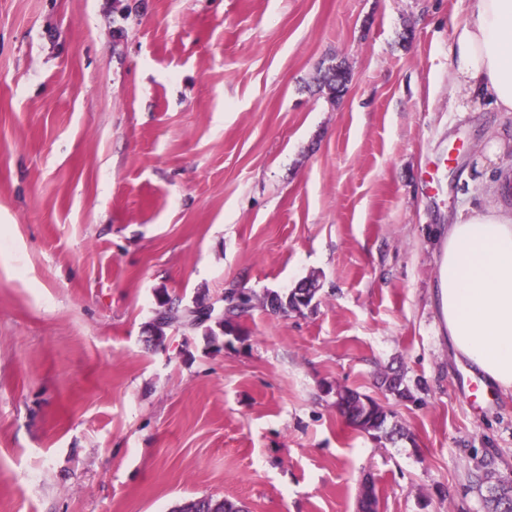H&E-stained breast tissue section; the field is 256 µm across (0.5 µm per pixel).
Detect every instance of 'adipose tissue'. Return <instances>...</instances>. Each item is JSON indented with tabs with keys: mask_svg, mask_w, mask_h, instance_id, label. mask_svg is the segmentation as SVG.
<instances>
[{
	"mask_svg": "<svg viewBox=\"0 0 512 512\" xmlns=\"http://www.w3.org/2000/svg\"><path fill=\"white\" fill-rule=\"evenodd\" d=\"M448 54L450 85L512 112V0H476ZM436 298L455 351L512 389V213H460L442 245Z\"/></svg>",
	"mask_w": 512,
	"mask_h": 512,
	"instance_id": "ef3b65f1",
	"label": "adipose tissue"
}]
</instances>
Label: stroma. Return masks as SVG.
<instances>
[{"label": "stroma", "mask_w": 512, "mask_h": 512, "mask_svg": "<svg viewBox=\"0 0 512 512\" xmlns=\"http://www.w3.org/2000/svg\"><path fill=\"white\" fill-rule=\"evenodd\" d=\"M474 4L0 0V512H356L367 476L379 512H486L470 472L512 476V392L475 395L434 296L458 213L512 211V112L448 83ZM312 275L313 307L253 308L235 347L144 342L158 291ZM349 72L340 64H329L318 78V89L326 93L332 101L340 95L342 88L348 82ZM336 410L356 429L373 435L377 438L383 436L393 440L394 436L402 439L410 438L402 426L395 424L388 430V413L372 398L358 391L348 389L342 402ZM194 500H196L199 509L196 512H244L242 505L227 498L218 499L206 495Z\"/></svg>", "instance_id": "35a3bbf8"}]
</instances>
